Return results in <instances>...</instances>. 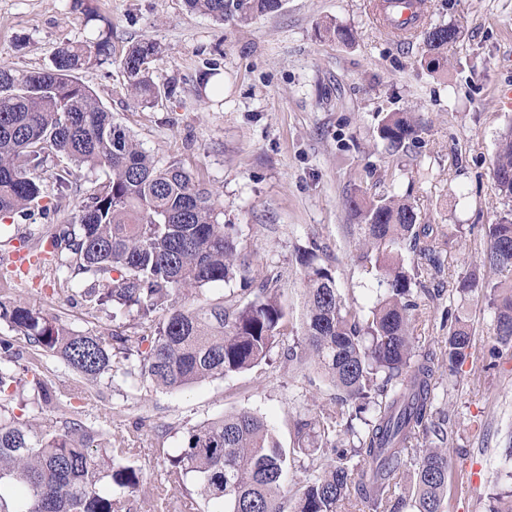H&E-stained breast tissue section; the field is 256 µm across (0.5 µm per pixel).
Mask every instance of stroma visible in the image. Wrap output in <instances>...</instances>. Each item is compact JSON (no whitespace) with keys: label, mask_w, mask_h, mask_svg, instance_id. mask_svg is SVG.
<instances>
[{"label":"stroma","mask_w":512,"mask_h":512,"mask_svg":"<svg viewBox=\"0 0 512 512\" xmlns=\"http://www.w3.org/2000/svg\"><path fill=\"white\" fill-rule=\"evenodd\" d=\"M375 2L282 0L275 14L219 24L188 13L183 0H0V64L39 70L61 43L105 32L116 57L137 41L156 42L162 59L153 78L175 85L171 99L133 107L118 65L107 62L91 61L78 77L159 164H180L220 196V220L238 229L251 278H277L297 315L296 254L314 244L332 265L342 297L363 309L372 305L377 282L357 261V219L346 200L356 193L406 196L430 225L427 242L441 262L436 270L414 256L428 287L418 296L415 347L440 352L449 300L438 289L470 274L501 278L483 262L484 226L505 209L491 163L500 132L512 124V110L499 104L500 89L512 87V0H427L425 24L459 32L436 72L424 63L421 39L399 42L388 34ZM329 20L352 28L354 41L322 37L320 26ZM213 69L224 79L223 93L200 89L202 74ZM388 112H413L424 123L407 151L386 152L378 141V121ZM65 164L52 158L39 172L46 213L0 224V260H18L12 277L25 299L83 330L80 307L53 296L52 272L26 259L28 245L70 223L91 181L105 177L100 169L76 171L62 199L54 173ZM379 166L395 170V181H377ZM465 306L475 353L458 373L440 374L433 404L432 423L446 425L448 439L421 430L416 442L447 450L454 484L445 512H489L497 495L512 492V347L498 346L481 293L467 295ZM333 394L315 366L290 365L283 346L251 370L175 392L146 395L117 376L85 409L92 421L111 417L106 437L134 448L153 476L157 426L176 427L168 445L178 448L187 428L245 410L264 417L289 451L297 445L296 419L335 410Z\"/></svg>","instance_id":"1"}]
</instances>
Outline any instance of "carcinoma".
Returning <instances> with one entry per match:
<instances>
[{
  "label": "carcinoma",
  "mask_w": 512,
  "mask_h": 512,
  "mask_svg": "<svg viewBox=\"0 0 512 512\" xmlns=\"http://www.w3.org/2000/svg\"><path fill=\"white\" fill-rule=\"evenodd\" d=\"M195 13L217 22L247 21L274 13L281 0H184ZM400 0H383L387 27L397 20ZM411 17L430 64L437 68L455 43L452 25L422 27ZM93 59L112 60L109 38L58 46L52 64L37 71L0 66V220L26 216L41 197L37 170L51 154L75 168L105 169L90 187L75 220L46 238L41 263L51 267L68 301L80 297L83 315L133 317L138 332L79 331L59 317L19 298L3 280L0 324V512H135L137 505L177 492L185 512L198 502L210 512H338L346 505L369 512H444L449 464L445 450L427 448L414 471L410 497L395 493L397 478L417 452L416 429L426 426L440 369L436 353L414 346L419 304L425 289L420 267L403 250L426 235L407 200L355 194L347 204L360 219V262L375 272L377 295L363 311L342 298L332 267L317 249L296 255L306 313L301 331L288 336L289 311L273 282L249 289L245 303H179L185 293L222 282L250 283V262L238 248V230L219 222L222 203L190 172L161 166L125 126L113 120L78 72ZM161 60L156 43L144 40L124 52L120 66L135 107L176 93L159 87L153 69ZM423 124L409 112L386 114L377 127L393 153L417 140ZM501 197L512 203V125L500 135L492 163ZM484 261L512 270V207L488 225ZM89 288H69L76 277ZM481 287L494 312L498 343L512 345V280L458 281L464 296ZM450 326L444 357L448 373L471 357L473 323L449 298ZM289 360L309 359L335 391L333 412L297 421L298 452L307 459L306 479L288 498V459L260 416L240 411L187 429L184 445L167 446L172 426L154 433L155 478L127 448L104 440L100 427L83 420L81 401L100 396L112 373L147 392L177 391L241 373L267 360L288 339ZM66 368L65 385L51 364ZM46 408L32 422L14 411V401Z\"/></svg>",
  "instance_id": "obj_1"
}]
</instances>
